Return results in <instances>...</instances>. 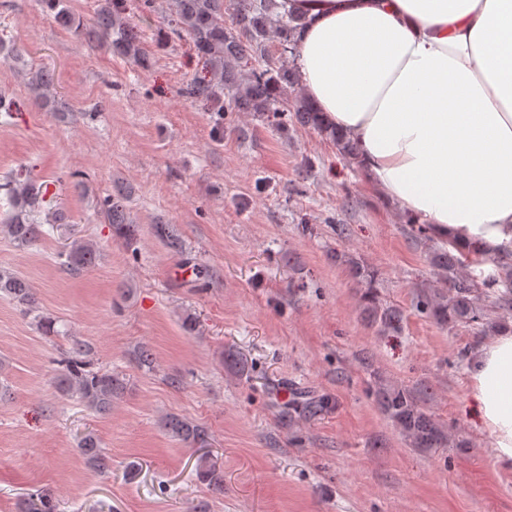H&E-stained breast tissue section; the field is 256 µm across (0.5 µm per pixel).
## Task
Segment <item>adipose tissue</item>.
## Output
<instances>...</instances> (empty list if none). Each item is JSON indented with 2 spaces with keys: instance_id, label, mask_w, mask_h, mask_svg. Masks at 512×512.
<instances>
[{
  "instance_id": "obj_1",
  "label": "adipose tissue",
  "mask_w": 512,
  "mask_h": 512,
  "mask_svg": "<svg viewBox=\"0 0 512 512\" xmlns=\"http://www.w3.org/2000/svg\"><path fill=\"white\" fill-rule=\"evenodd\" d=\"M294 68L383 196L440 239L512 249V0H276ZM471 398L512 469V331L472 359Z\"/></svg>"
}]
</instances>
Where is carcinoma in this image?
Segmentation results:
<instances>
[{"label": "carcinoma", "mask_w": 512, "mask_h": 512, "mask_svg": "<svg viewBox=\"0 0 512 512\" xmlns=\"http://www.w3.org/2000/svg\"><path fill=\"white\" fill-rule=\"evenodd\" d=\"M55 12L64 27L74 28L75 20L63 6V0H41ZM122 0H101L89 30L93 41L121 56L144 60L137 27L120 16ZM172 19L170 33L186 35L197 55L204 60L208 74L192 79L187 94L215 112L268 113L278 126L288 125V113H293L303 126L311 127L336 146L339 155L350 165H358L356 144L333 127L322 124L317 111L302 96L293 101L284 99L289 88L297 86L295 68L288 67L283 55L294 53L296 19H285L273 12V0H170ZM234 12V30L224 28V9ZM274 38L279 55L265 48ZM254 61L248 65V61ZM55 84L54 72L35 71L31 86L38 92L42 105L52 104L50 90ZM47 194V185L40 182L32 170L20 168L8 173L0 182V210L6 219L0 227L17 245L30 247L43 235L42 225L34 219ZM102 211L115 232L131 242L136 237V225L126 214L125 196L113 194L102 202ZM95 244L75 240L60 252V265L78 273L94 263ZM336 259L345 263L350 275L363 288L361 313L383 332L401 329L402 312L381 301L377 292L378 274L374 269L344 254ZM438 288L417 296L416 309L436 324L449 328L468 327L479 336L512 330V252L494 260L495 271L485 272L480 266L485 260L451 242L433 247L427 254ZM0 293L16 302L23 313L32 311L35 297L22 278L0 272ZM87 345L71 340L59 360V383L66 392L75 395L90 410L104 414L125 389V378L111 370H92L84 357ZM374 395L381 412L400 430L413 448H465L467 442L455 440L445 428L420 405L415 392L403 385L380 384ZM327 406L323 398L304 397L295 404L312 417ZM166 431L183 442L199 443L205 430L184 418L170 416L164 422ZM80 451L94 469L107 473L111 462L100 449L98 438L85 434ZM199 478L213 490H224V475L213 465L199 467Z\"/></svg>", "instance_id": "obj_1"}]
</instances>
